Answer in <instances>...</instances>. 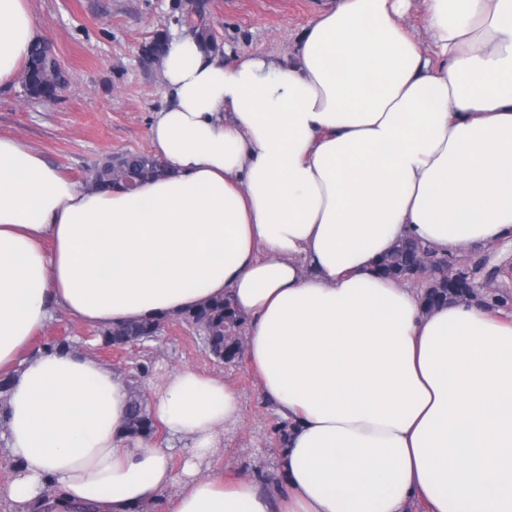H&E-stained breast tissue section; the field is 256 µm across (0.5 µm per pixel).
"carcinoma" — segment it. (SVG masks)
<instances>
[{"label": "carcinoma", "instance_id": "1", "mask_svg": "<svg viewBox=\"0 0 512 512\" xmlns=\"http://www.w3.org/2000/svg\"><path fill=\"white\" fill-rule=\"evenodd\" d=\"M182 24L192 30L195 37L217 46L210 27L202 16L189 12L182 16ZM24 90L28 95L53 99L67 85L66 75L60 66L51 65L43 54V44L38 43L31 51L30 59L23 69ZM164 172L161 158L149 153H125L111 156L91 175V183L100 190L111 189L116 185L126 190L136 189L142 182L158 177ZM427 253L440 262L447 257L438 254L429 246L406 239L386 255L379 266L380 274L394 280L410 283L418 278L417 267L422 254ZM485 265L478 261L467 271L451 270L434 277L422 292V302L428 309L443 306L449 302H468L478 299L472 288L478 274ZM179 321L193 328L205 338L207 349L212 356L222 362H234L240 358V331L244 320L231 302L214 298L195 309L177 315ZM169 319L133 321L110 327L102 332L106 346L129 345L158 339ZM127 428L134 437L152 439L157 426L147 413L146 405L140 394L134 392L128 409Z\"/></svg>", "mask_w": 512, "mask_h": 512}]
</instances>
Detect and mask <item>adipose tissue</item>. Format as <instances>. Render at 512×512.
Here are the masks:
<instances>
[{"label":"adipose tissue","instance_id":"adipose-tissue-1","mask_svg":"<svg viewBox=\"0 0 512 512\" xmlns=\"http://www.w3.org/2000/svg\"><path fill=\"white\" fill-rule=\"evenodd\" d=\"M421 8L427 41L404 24ZM42 31L0 0V88ZM149 129L167 176L98 192L0 134V377L15 512H512V321L424 309L376 273L402 239L512 242V0H325L290 57L226 62L169 34ZM229 299L289 425L282 487L211 474L241 412L185 369L126 430L129 383L74 349L21 354L58 312L94 327ZM176 494H169L171 485Z\"/></svg>","mask_w":512,"mask_h":512}]
</instances>
